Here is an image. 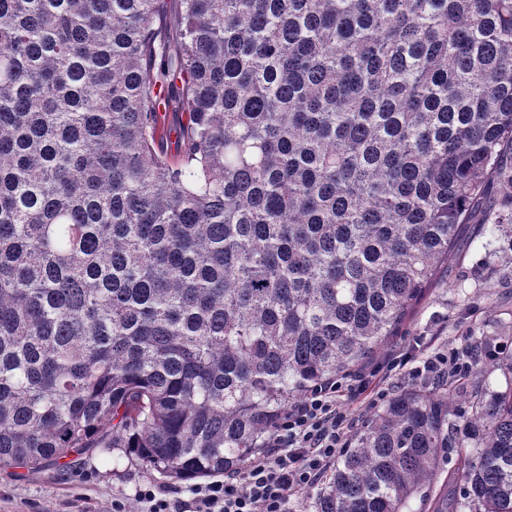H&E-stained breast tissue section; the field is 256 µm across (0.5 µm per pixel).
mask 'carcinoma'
Returning a JSON list of instances; mask_svg holds the SVG:
<instances>
[{
  "instance_id": "cac0c4a2",
  "label": "carcinoma",
  "mask_w": 512,
  "mask_h": 512,
  "mask_svg": "<svg viewBox=\"0 0 512 512\" xmlns=\"http://www.w3.org/2000/svg\"><path fill=\"white\" fill-rule=\"evenodd\" d=\"M467 224L512 236V0H0V467L241 471ZM486 344L374 409L314 512H512Z\"/></svg>"
}]
</instances>
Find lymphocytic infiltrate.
<instances>
[{
  "mask_svg": "<svg viewBox=\"0 0 512 512\" xmlns=\"http://www.w3.org/2000/svg\"><path fill=\"white\" fill-rule=\"evenodd\" d=\"M402 370L412 379L429 380L446 373L466 375L471 363L453 347L420 361L403 351L353 376L326 381L288 409L266 450L255 454L241 472L193 486L181 505L154 488L140 490L139 497L147 512H290L291 497L314 487L348 446L354 425L350 403L383 401L387 391L381 379Z\"/></svg>",
  "mask_w": 512,
  "mask_h": 512,
  "instance_id": "obj_1",
  "label": "lymphocytic infiltrate"
}]
</instances>
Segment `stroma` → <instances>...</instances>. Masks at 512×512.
Returning <instances> with one entry per match:
<instances>
[{"instance_id":"35a3bbf8","label":"stroma","mask_w":512,"mask_h":512,"mask_svg":"<svg viewBox=\"0 0 512 512\" xmlns=\"http://www.w3.org/2000/svg\"><path fill=\"white\" fill-rule=\"evenodd\" d=\"M478 226H468L448 261L413 316L390 337L377 354L384 361L392 352L420 340L417 357L424 358L449 346L466 349L470 335L512 341V275L503 273L493 255L472 246ZM154 485L187 498L189 482H173L145 467L135 456L78 455L37 471L0 467V512H143L138 494Z\"/></svg>"}]
</instances>
